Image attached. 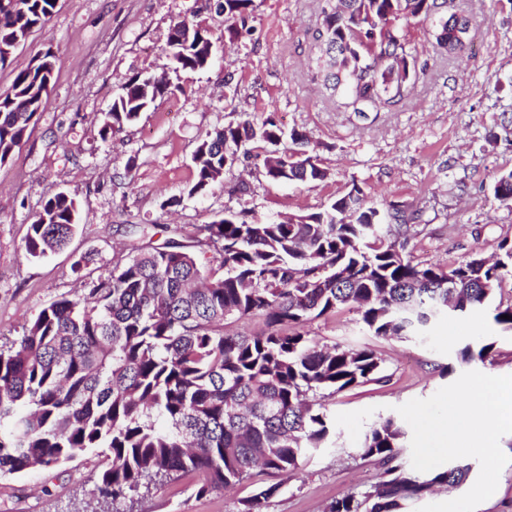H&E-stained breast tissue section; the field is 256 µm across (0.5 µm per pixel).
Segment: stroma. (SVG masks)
Listing matches in <instances>:
<instances>
[{
	"label": "stroma",
	"mask_w": 512,
	"mask_h": 512,
	"mask_svg": "<svg viewBox=\"0 0 512 512\" xmlns=\"http://www.w3.org/2000/svg\"><path fill=\"white\" fill-rule=\"evenodd\" d=\"M448 9L472 20L467 48L448 54L436 48L429 24L410 20L425 73L391 111L357 114L344 111L309 70L319 0H254L237 40L225 37L213 0H58L44 27L0 68L3 90L47 50L60 56L29 136L0 164V348L17 342L52 301L81 296L89 283L108 278L127 254L133 224L162 225L156 241L172 238L211 257L216 246L194 231L226 211L263 220L313 213L356 186L380 213L397 207L411 216L406 253L414 262L448 266L473 254L496 256L499 242L512 240V203L494 195L497 178L512 171V0H450ZM185 16L216 36L212 65L181 72L179 90L102 141L100 121L129 79L168 72L170 31ZM270 114L284 132L309 139L327 178L274 183L262 175V156L251 153L206 195L189 196L198 142L229 123ZM61 191L80 204L78 230L64 251L32 258L24 250L32 217ZM171 197L180 205L167 206ZM303 331L323 344L372 349L385 379L323 398L332 422L327 447L282 478L265 512H327L332 501L377 483L381 466L361 459L359 449L371 426L388 417L406 429L408 470L448 466L442 457L425 461L419 415L447 409L464 387L512 378V331L495 323L492 306L436 318L421 339L374 336L349 308ZM469 344L492 350L485 361L460 365ZM484 446L476 437L464 485L406 501L404 512H442L449 500L456 512H512V429L499 433L498 453ZM98 475L97 461L83 456L2 475L0 512H91ZM202 482L192 472L171 477L135 495L132 512H241L243 500L272 478L256 468L233 488L204 495Z\"/></svg>",
	"instance_id": "obj_1"
}]
</instances>
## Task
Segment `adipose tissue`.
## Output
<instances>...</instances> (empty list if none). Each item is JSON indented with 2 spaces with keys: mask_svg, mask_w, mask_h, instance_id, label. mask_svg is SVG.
<instances>
[{
  "mask_svg": "<svg viewBox=\"0 0 512 512\" xmlns=\"http://www.w3.org/2000/svg\"><path fill=\"white\" fill-rule=\"evenodd\" d=\"M512 427V380L492 385L489 391L463 389L460 400L449 402L446 411L428 416L431 438L424 445L428 455L463 457L472 452V437L482 434L494 443L498 433Z\"/></svg>",
  "mask_w": 512,
  "mask_h": 512,
  "instance_id": "1",
  "label": "adipose tissue"
}]
</instances>
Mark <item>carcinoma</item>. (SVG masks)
<instances>
[{
  "mask_svg": "<svg viewBox=\"0 0 512 512\" xmlns=\"http://www.w3.org/2000/svg\"><path fill=\"white\" fill-rule=\"evenodd\" d=\"M56 0H0V66L19 42L45 23ZM254 0H218L225 30L238 36L236 20ZM448 0H321V28L313 70L348 112H379L401 103L419 77L410 19L430 20L438 47L459 50L462 14L445 17ZM215 40L169 43L173 72L210 66ZM59 57L17 73L0 91V163L24 142L48 95ZM171 83L138 74L123 87L98 130L106 141L134 123ZM274 117L261 124L230 123L200 141L192 156L195 182L188 195H203L249 145L283 141ZM288 151L307 154L286 162L266 156L265 178L315 184L326 177L305 135L290 134ZM495 196L512 202V172L501 175ZM79 206L59 192L33 217L24 249L43 258L63 249L78 226ZM396 234L378 211L363 204L357 186L319 212L280 221L228 213L199 231L220 245L213 260L168 240L131 247L110 278L85 295L62 297L43 308L14 346L0 349V475L39 465H64L80 455L105 456L96 486L100 512L142 487L173 474L205 476L198 494L227 488L260 466L274 475L298 468L303 456L327 444L331 423L310 397L330 395L382 380L381 360L370 349L324 346L298 331L305 322L353 305L363 324L382 338L421 336L440 306L466 314L481 307L512 277V240L490 264L469 256L446 268L415 263L404 254L409 228L395 209ZM219 262L224 277L211 280ZM262 315L257 335L224 333L229 317ZM293 327L296 332L288 333ZM405 430L400 421L375 423L361 455L385 466L384 479L356 496L332 502L328 512H401L403 503L436 487H459L471 472L455 463L415 474L401 462ZM280 484L264 486L243 512H264Z\"/></svg>",
  "mask_w": 512,
  "mask_h": 512,
  "instance_id": "obj_1",
  "label": "carcinoma"
}]
</instances>
